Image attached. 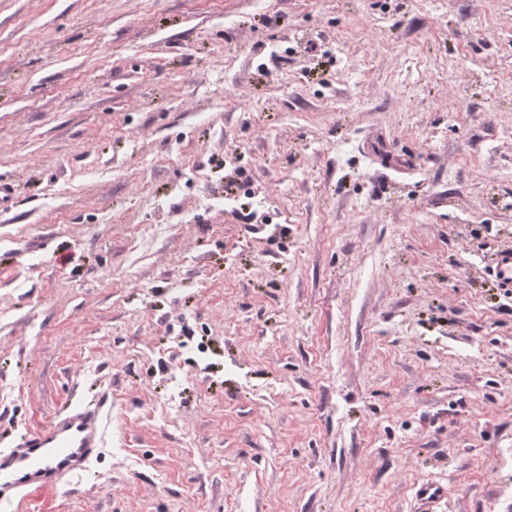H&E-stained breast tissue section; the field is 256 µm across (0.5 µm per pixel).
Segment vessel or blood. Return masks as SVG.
Instances as JSON below:
<instances>
[{
	"label": "vessel or blood",
	"instance_id": "b4317fda",
	"mask_svg": "<svg viewBox=\"0 0 512 512\" xmlns=\"http://www.w3.org/2000/svg\"><path fill=\"white\" fill-rule=\"evenodd\" d=\"M490 272L504 295L512 298V250L494 255ZM103 442L101 407L77 406L48 428L26 436L0 453V498L33 487H53L86 467Z\"/></svg>",
	"mask_w": 512,
	"mask_h": 512
}]
</instances>
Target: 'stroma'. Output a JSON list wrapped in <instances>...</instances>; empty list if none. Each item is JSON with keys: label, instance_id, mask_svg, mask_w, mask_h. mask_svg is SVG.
Instances as JSON below:
<instances>
[{"label": "stroma", "instance_id": "1", "mask_svg": "<svg viewBox=\"0 0 512 512\" xmlns=\"http://www.w3.org/2000/svg\"><path fill=\"white\" fill-rule=\"evenodd\" d=\"M0 512H512V0H0ZM490 272L503 294L512 298V250L497 252L491 260ZM105 404L74 407L16 448L1 452L0 498L32 487H54L84 469L102 448Z\"/></svg>", "mask_w": 512, "mask_h": 512}]
</instances>
